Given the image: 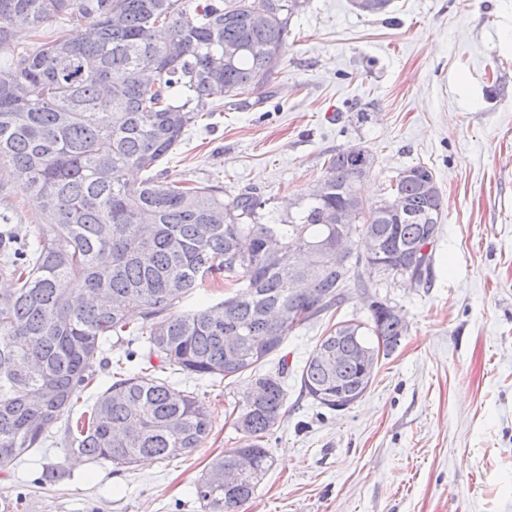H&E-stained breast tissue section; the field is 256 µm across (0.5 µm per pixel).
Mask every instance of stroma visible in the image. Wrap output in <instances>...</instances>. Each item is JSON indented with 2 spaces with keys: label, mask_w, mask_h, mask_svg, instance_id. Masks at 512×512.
<instances>
[{
  "label": "stroma",
  "mask_w": 512,
  "mask_h": 512,
  "mask_svg": "<svg viewBox=\"0 0 512 512\" xmlns=\"http://www.w3.org/2000/svg\"><path fill=\"white\" fill-rule=\"evenodd\" d=\"M247 104L225 102L166 157V181L251 192L278 224L337 151L374 156L355 190L375 204L404 167L431 168L443 198L428 287L379 282L409 328L365 394L333 411L301 393L309 352L335 324L363 320L358 294L290 333L267 368L288 366L286 414L265 439L273 465L243 512H512V0H393L364 15L351 0H307L285 53ZM0 213L33 229L26 193L0 179ZM208 409L192 455L128 467L66 452L85 400L0 472L13 512H202L195 486L236 447L231 415L247 376L173 377ZM66 472L41 484L46 467Z\"/></svg>",
  "instance_id": "35a3bbf8"
}]
</instances>
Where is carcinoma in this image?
<instances>
[{"label": "carcinoma", "instance_id": "1", "mask_svg": "<svg viewBox=\"0 0 512 512\" xmlns=\"http://www.w3.org/2000/svg\"><path fill=\"white\" fill-rule=\"evenodd\" d=\"M305 0H0V165L21 180L40 223L34 234L0 214V275L12 291L0 293V470L42 444L47 422L70 411L97 379L96 369L124 377L93 399L78 432L66 427L68 450L94 461L129 466L143 457L171 461L172 448L191 454L210 433L205 405L160 372L264 384L263 396L237 407L235 448L210 469L234 465L246 451L251 466L234 493L196 484L204 512H241L272 465L264 439L286 413V364L263 370L286 336L348 298L354 281L366 296L375 287L363 254L352 253L345 282L327 268L309 298L288 285V267L269 255L270 239L309 246L332 236L324 212L354 197L356 172L374 164L365 147L328 158L324 179L303 196L302 210L285 224L261 223L264 203L252 193L224 198L212 186L162 180L158 167L187 128L216 101L264 85L282 59L291 18ZM269 7L259 26L256 8ZM60 20L87 27L80 40L52 29ZM23 29L38 44H15ZM237 52L224 58V48ZM145 177L130 184L127 172ZM415 175L396 177L401 195L425 220L400 222L384 204L369 207L373 221L349 225V243L362 236L383 246L390 265L382 276L401 278L424 266L416 286L428 283L429 246L442 219L441 195L421 192L434 179L421 163ZM219 283L223 300L180 312L189 294ZM297 322L276 324L283 306ZM139 322L131 324L130 311ZM241 348L229 365L227 328ZM408 326L381 311L367 321H343L319 339L300 375L301 392L332 410L349 407L342 394L361 397L374 376L356 361L329 356L353 337L384 356ZM123 348L115 360L107 344ZM156 357L150 370L134 368L138 349Z\"/></svg>", "mask_w": 512, "mask_h": 512}]
</instances>
